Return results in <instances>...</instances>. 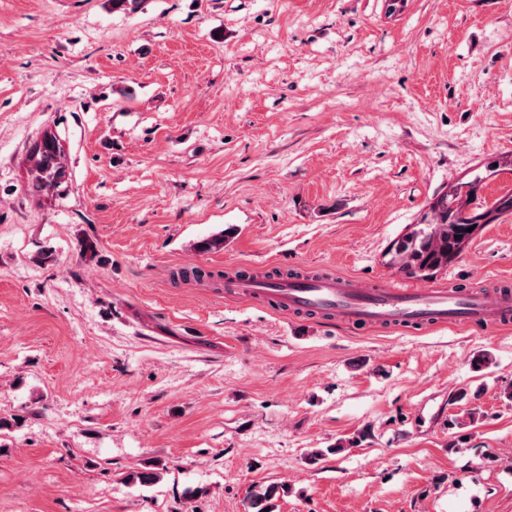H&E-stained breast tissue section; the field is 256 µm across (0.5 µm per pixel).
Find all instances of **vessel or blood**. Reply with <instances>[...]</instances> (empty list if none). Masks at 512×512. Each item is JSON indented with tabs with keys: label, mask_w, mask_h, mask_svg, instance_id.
<instances>
[{
	"label": "vessel or blood",
	"mask_w": 512,
	"mask_h": 512,
	"mask_svg": "<svg viewBox=\"0 0 512 512\" xmlns=\"http://www.w3.org/2000/svg\"><path fill=\"white\" fill-rule=\"evenodd\" d=\"M234 294L263 299L282 312L311 313L355 327L424 330L489 329L512 324V293L474 294L447 288H404L326 274L309 278L247 275L230 281Z\"/></svg>",
	"instance_id": "vessel-or-blood-1"
}]
</instances>
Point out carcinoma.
<instances>
[{
    "label": "carcinoma",
    "instance_id": "obj_1",
    "mask_svg": "<svg viewBox=\"0 0 512 512\" xmlns=\"http://www.w3.org/2000/svg\"><path fill=\"white\" fill-rule=\"evenodd\" d=\"M30 160L35 187L53 192L65 183L66 170L60 162L57 138L46 134L33 144ZM481 177L453 186L440 195L433 205L436 222L417 224L414 229L395 241L390 250V264L404 276L416 280H430L440 270L459 258L469 243L466 229L473 224H489L498 213L512 210V195H504L492 203L478 199L477 187ZM233 233L228 227L196 245L201 251H219ZM368 436L361 431L357 436L341 440L336 446L311 451L306 460L314 465L328 454H337L344 445L358 446ZM288 493L284 484L269 483L259 486L249 497V512H275V502Z\"/></svg>",
    "mask_w": 512,
    "mask_h": 512
}]
</instances>
